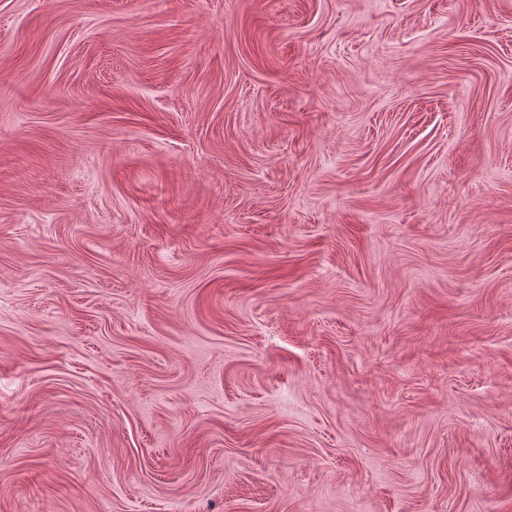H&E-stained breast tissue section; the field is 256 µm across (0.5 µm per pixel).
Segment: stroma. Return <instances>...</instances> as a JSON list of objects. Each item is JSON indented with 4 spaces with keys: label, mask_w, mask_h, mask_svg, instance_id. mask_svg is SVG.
Here are the masks:
<instances>
[{
    "label": "stroma",
    "mask_w": 512,
    "mask_h": 512,
    "mask_svg": "<svg viewBox=\"0 0 512 512\" xmlns=\"http://www.w3.org/2000/svg\"><path fill=\"white\" fill-rule=\"evenodd\" d=\"M0 512H512V0H0Z\"/></svg>",
    "instance_id": "35a3bbf8"
}]
</instances>
